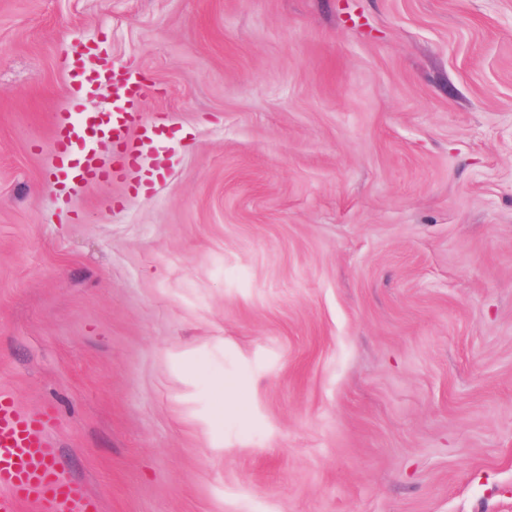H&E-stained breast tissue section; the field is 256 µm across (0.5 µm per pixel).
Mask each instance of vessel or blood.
I'll return each mask as SVG.
<instances>
[{
  "mask_svg": "<svg viewBox=\"0 0 512 512\" xmlns=\"http://www.w3.org/2000/svg\"><path fill=\"white\" fill-rule=\"evenodd\" d=\"M74 104L111 86L118 105L110 112L63 111L52 128V172L59 198L94 183L141 172L146 154L161 141L164 118L142 111L148 88L137 72L120 68L85 48L70 66ZM47 420L14 398L0 397V512H96L98 499L71 482L51 462Z\"/></svg>",
  "mask_w": 512,
  "mask_h": 512,
  "instance_id": "obj_1",
  "label": "vessel or blood"
}]
</instances>
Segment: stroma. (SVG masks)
<instances>
[{"instance_id":"35a3bbf8","label":"stroma","mask_w":512,"mask_h":512,"mask_svg":"<svg viewBox=\"0 0 512 512\" xmlns=\"http://www.w3.org/2000/svg\"><path fill=\"white\" fill-rule=\"evenodd\" d=\"M78 41L168 135L64 204ZM0 393L101 512H512V0H0Z\"/></svg>"}]
</instances>
